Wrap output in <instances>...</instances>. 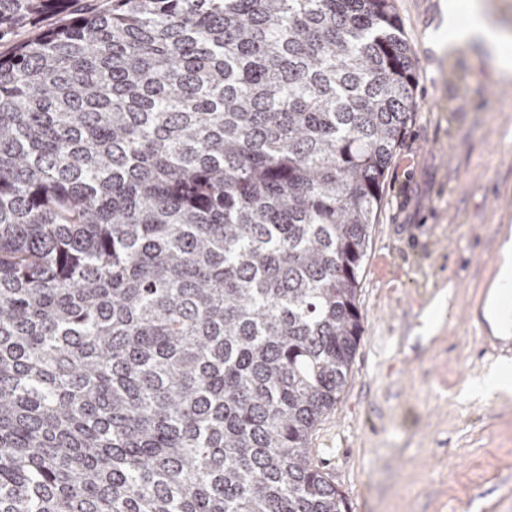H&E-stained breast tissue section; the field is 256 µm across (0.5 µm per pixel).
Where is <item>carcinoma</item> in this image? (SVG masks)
Masks as SVG:
<instances>
[{"instance_id":"obj_1","label":"carcinoma","mask_w":512,"mask_h":512,"mask_svg":"<svg viewBox=\"0 0 512 512\" xmlns=\"http://www.w3.org/2000/svg\"><path fill=\"white\" fill-rule=\"evenodd\" d=\"M413 69L394 0H112L0 57V512H352L310 441Z\"/></svg>"}]
</instances>
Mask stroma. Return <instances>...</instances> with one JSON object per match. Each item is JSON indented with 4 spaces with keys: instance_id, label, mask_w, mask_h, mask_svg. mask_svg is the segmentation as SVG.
Returning a JSON list of instances; mask_svg holds the SVG:
<instances>
[{
    "instance_id": "1",
    "label": "stroma",
    "mask_w": 512,
    "mask_h": 512,
    "mask_svg": "<svg viewBox=\"0 0 512 512\" xmlns=\"http://www.w3.org/2000/svg\"><path fill=\"white\" fill-rule=\"evenodd\" d=\"M449 0H394L418 109L386 170L348 383L311 440L353 512H512V393L467 399L500 361L484 305L512 216V81L479 47L428 45Z\"/></svg>"
}]
</instances>
